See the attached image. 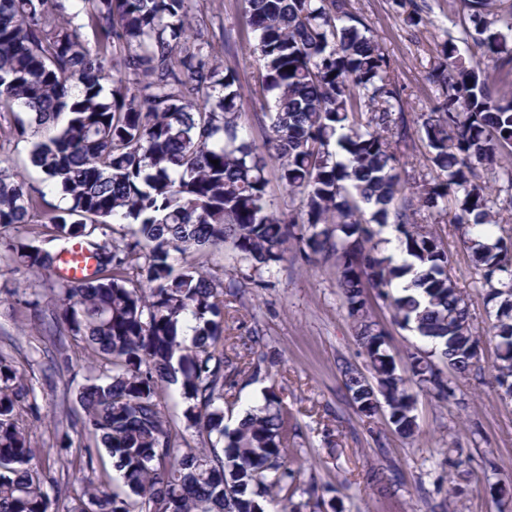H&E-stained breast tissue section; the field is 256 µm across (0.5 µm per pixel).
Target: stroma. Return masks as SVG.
Instances as JSON below:
<instances>
[{
	"label": "stroma",
	"instance_id": "stroma-1",
	"mask_svg": "<svg viewBox=\"0 0 512 512\" xmlns=\"http://www.w3.org/2000/svg\"><path fill=\"white\" fill-rule=\"evenodd\" d=\"M353 15L369 29L392 60L391 78L401 92L405 119L403 137H391L401 158V175L410 189L430 186L442 174L429 160L423 123L442 94L428 73L444 44L452 43L460 55L471 58L479 50L465 0H350ZM243 0H192L191 24L213 46L225 67L235 70L242 85L243 132L263 143L269 132L264 108L268 97L261 84V65L252 54V34L243 18ZM418 23H409V15ZM232 32L224 44L222 30ZM29 145L0 144V158L9 160L29 186L42 190L57 206L60 193L48 187L28 162ZM491 188L489 206L495 216V236L512 241V145L502 153L494 170L483 172ZM455 202L447 198L437 207L416 212V223L440 231L450 256L448 274L469 304L474 333L480 337L479 367L452 381L453 394L438 398L412 381L407 355L430 352L431 346L416 332L396 325L387 301L371 297L372 316L390 333L389 352L398 373L407 378L415 398L419 434L406 439L397 434L385 415L366 417L358 412L342 385L337 357L366 368L367 357L356 340L353 324L343 306L334 262H308L298 248L284 261L260 269L224 249L213 270L222 280L236 282L237 295L226 309L231 336L259 334L274 364L257 380L240 378L224 403L225 422L235 425L243 411L261 403L266 387H282V402L293 416L296 431L288 436L289 467L299 473L294 502L306 501V488L317 484L327 505L336 512H431L447 503L448 512H512V501L501 499L498 488L512 486V398L494 381L497 349L492 337L495 308L486 300L482 270L475 267L464 242L462 228L453 221ZM37 288L45 315H52L54 277L45 272L13 271L0 263V351L28 352L29 340L39 330L27 310L9 300L12 288ZM48 356L37 355L26 375L35 385L39 419L29 422L30 446L36 461L49 464L55 477L68 478L81 488L87 474L79 451L58 449L55 426L61 416L56 405L64 384L79 388L88 372L74 361L66 381L52 377ZM462 451L467 479H459L448 449ZM392 470L397 481L387 492L368 479L370 467Z\"/></svg>",
	"mask_w": 512,
	"mask_h": 512
}]
</instances>
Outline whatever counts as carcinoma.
I'll return each mask as SVG.
<instances>
[{
	"mask_svg": "<svg viewBox=\"0 0 512 512\" xmlns=\"http://www.w3.org/2000/svg\"><path fill=\"white\" fill-rule=\"evenodd\" d=\"M85 22L65 15L63 0H0V138L31 145L30 164L69 201L46 208L45 194L0 160V244L13 270L51 271L72 242L93 255L94 273L58 282L46 332L59 339L58 372L77 355L107 367L78 390L79 414H66L91 476L66 512H264L272 494L291 504L297 471L285 462L290 422L275 388L238 425H224V398L238 377H257L267 360L260 336L230 355L224 344V284L204 259L229 243L256 266L284 259L291 242L312 262L336 259L338 286L375 383L349 362L338 365L353 404L366 416L384 402L394 430H419L415 401L389 354L387 332L369 313L367 289L391 300L396 322L439 347L456 376L476 367L477 339L468 304L444 272L441 237L413 221L460 192L455 222L483 270L499 350L496 383L512 392V244L491 235L479 166L496 165L512 144V99L489 85L481 61L447 43L429 73L444 88L424 123L430 161L446 179L418 197L400 196L402 165L386 133L400 101L391 60L360 29L349 0H247L253 53L271 94L270 134L257 147L241 133L237 74L216 62L211 44L191 33L190 0H72ZM482 56L512 69L506 35L486 16L491 0H466ZM90 28L97 47L83 29ZM112 49V67L105 52ZM111 81V96H103ZM374 112L362 123V107ZM24 109V120L17 112ZM218 164H213V161ZM302 195L305 220L293 224L267 204V170ZM395 225L404 258L379 248L361 219ZM39 223L49 250L33 243ZM133 224L116 242L112 225ZM195 266L175 268L176 255ZM415 382L446 399L452 390L428 356L409 354ZM178 382L189 426L207 447L178 448L159 391ZM38 410L33 383L0 353V512H58L45 489L49 470L28 448L23 414ZM106 451L120 473L115 486L95 461ZM369 482L392 487L383 467Z\"/></svg>",
	"mask_w": 512,
	"mask_h": 512,
	"instance_id": "cac0c4a2",
	"label": "carcinoma"
}]
</instances>
